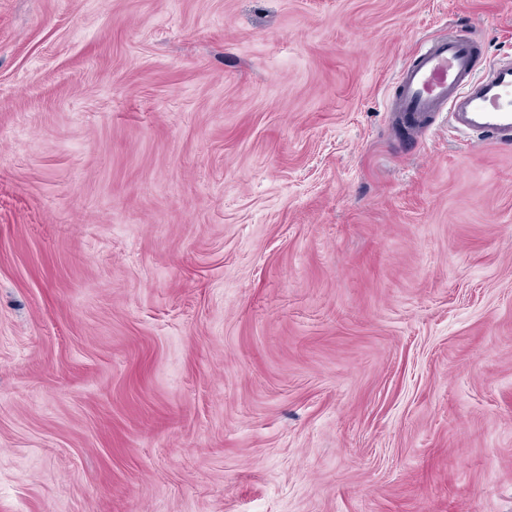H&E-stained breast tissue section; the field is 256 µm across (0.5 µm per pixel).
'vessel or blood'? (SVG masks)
<instances>
[{
	"instance_id": "obj_1",
	"label": "vessel or blood",
	"mask_w": 512,
	"mask_h": 512,
	"mask_svg": "<svg viewBox=\"0 0 512 512\" xmlns=\"http://www.w3.org/2000/svg\"><path fill=\"white\" fill-rule=\"evenodd\" d=\"M477 45L475 38L452 30L402 68L390 107L399 122L421 135L434 113L445 112L460 129L511 145L512 63L477 72Z\"/></svg>"
}]
</instances>
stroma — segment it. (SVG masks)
<instances>
[{
    "instance_id": "1",
    "label": "stroma",
    "mask_w": 512,
    "mask_h": 512,
    "mask_svg": "<svg viewBox=\"0 0 512 512\" xmlns=\"http://www.w3.org/2000/svg\"><path fill=\"white\" fill-rule=\"evenodd\" d=\"M512 0H0V512H512V145L387 105Z\"/></svg>"
}]
</instances>
